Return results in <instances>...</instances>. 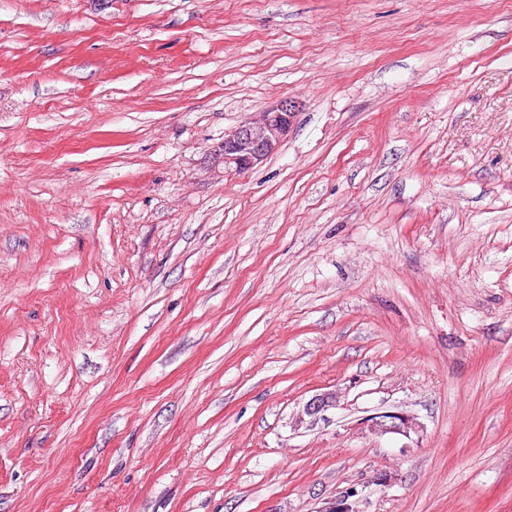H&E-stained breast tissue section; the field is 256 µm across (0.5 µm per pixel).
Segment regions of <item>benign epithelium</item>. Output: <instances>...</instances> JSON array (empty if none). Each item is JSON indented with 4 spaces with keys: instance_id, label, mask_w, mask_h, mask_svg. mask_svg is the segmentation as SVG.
<instances>
[{
    "instance_id": "1",
    "label": "benign epithelium",
    "mask_w": 512,
    "mask_h": 512,
    "mask_svg": "<svg viewBox=\"0 0 512 512\" xmlns=\"http://www.w3.org/2000/svg\"><path fill=\"white\" fill-rule=\"evenodd\" d=\"M297 116L296 102L284 98L250 120L226 133L211 154L214 169L224 173H243L276 153L288 137ZM336 403V394L325 393L310 399L305 412L312 416ZM368 428L377 435H410L418 429L415 418L404 412H384L368 420ZM356 492L348 489L324 502L317 512H354L351 498Z\"/></svg>"
}]
</instances>
